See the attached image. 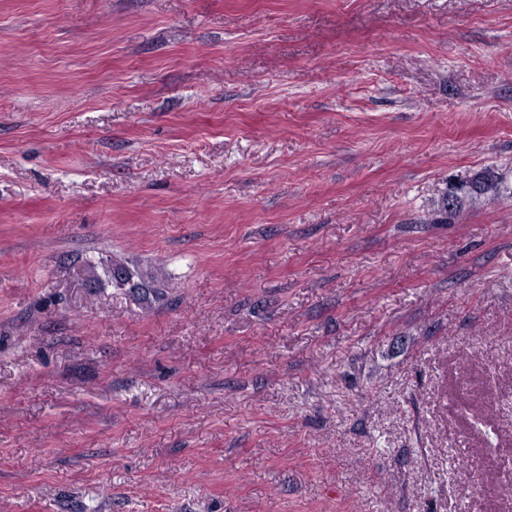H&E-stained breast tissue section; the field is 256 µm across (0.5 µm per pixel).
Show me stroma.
<instances>
[{
  "label": "stroma",
  "instance_id": "35a3bbf8",
  "mask_svg": "<svg viewBox=\"0 0 512 512\" xmlns=\"http://www.w3.org/2000/svg\"><path fill=\"white\" fill-rule=\"evenodd\" d=\"M487 167L512 0H0V512H512ZM502 182L503 176L494 168H484L466 180H448V187L441 196L438 210L442 215L441 219L451 217L465 199L473 202L489 195H498ZM449 197L454 198L451 206H448ZM100 264L104 276L103 281L96 272V268L99 266L91 262H89L87 265V273L92 274L100 284L103 282V286H98V288H103L105 284H110L109 280H107L108 282L106 281V271L109 268V266L113 265H120L126 267L134 277L135 286L143 292V294L146 296L148 300H150V297L152 299H158L159 294H161V288H167V278L164 272L162 271L161 267L146 266L131 269L125 260L118 257H110L106 261L100 262Z\"/></svg>",
  "mask_w": 512,
  "mask_h": 512
}]
</instances>
